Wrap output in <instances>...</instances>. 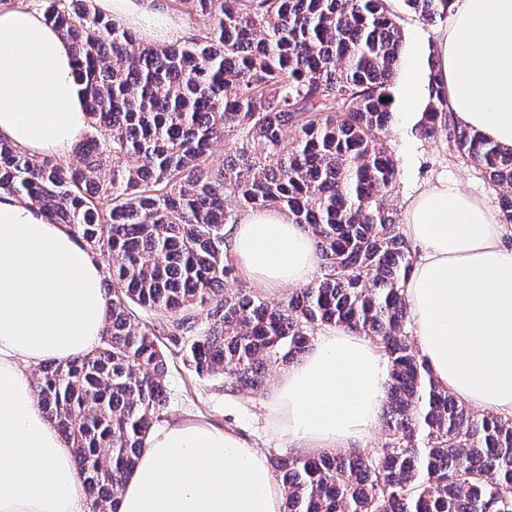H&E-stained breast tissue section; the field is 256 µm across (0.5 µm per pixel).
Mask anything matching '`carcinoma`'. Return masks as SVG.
I'll return each mask as SVG.
<instances>
[{
	"label": "carcinoma",
	"instance_id": "carcinoma-1",
	"mask_svg": "<svg viewBox=\"0 0 512 512\" xmlns=\"http://www.w3.org/2000/svg\"><path fill=\"white\" fill-rule=\"evenodd\" d=\"M0 1L37 8L69 43L90 118L67 166L0 138V194L64 225L107 273L102 344L32 379L73 449L87 512H118L167 407L171 348L200 378L259 390L322 326L369 336L388 355L385 441L373 453L270 452L283 512H512V416L437 384L405 329L414 255L387 206L404 55L390 0H171L198 24L164 46L96 0ZM403 2L433 24L452 0ZM429 68L415 131L446 133L506 189L511 223L512 153L458 126ZM217 141L232 148L220 162ZM264 208L307 225L323 259L321 276L278 303L224 290L237 271L225 225Z\"/></svg>",
	"mask_w": 512,
	"mask_h": 512
}]
</instances>
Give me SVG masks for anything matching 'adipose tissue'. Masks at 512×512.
<instances>
[{
  "label": "adipose tissue",
  "mask_w": 512,
  "mask_h": 512,
  "mask_svg": "<svg viewBox=\"0 0 512 512\" xmlns=\"http://www.w3.org/2000/svg\"><path fill=\"white\" fill-rule=\"evenodd\" d=\"M98 2L147 34L179 33L161 6ZM436 46L458 124L512 150V0H453ZM87 129L68 44L37 11L1 5L0 137L31 155L62 156ZM403 233L415 255L405 292L420 355L460 400L512 415V247L499 218L440 181L409 203ZM228 244L259 288L303 285L321 270L308 229L282 210L245 212ZM102 277L63 225L0 195V512H85L71 450L26 369L100 345ZM388 373L376 341L329 327L283 370L265 409L290 447L349 450L378 427ZM119 500V512H283L265 454L235 430L193 420L147 437Z\"/></svg>",
  "instance_id": "adipose-tissue-1"
}]
</instances>
